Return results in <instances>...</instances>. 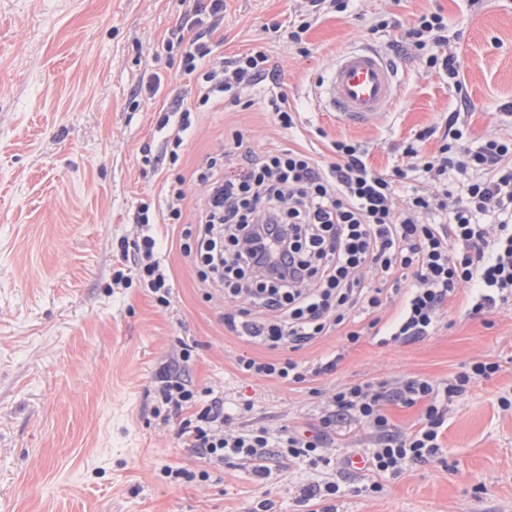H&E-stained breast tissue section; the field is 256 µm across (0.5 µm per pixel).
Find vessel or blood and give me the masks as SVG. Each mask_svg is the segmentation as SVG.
Wrapping results in <instances>:
<instances>
[{"instance_id":"b4317fda","label":"vessel or blood","mask_w":512,"mask_h":512,"mask_svg":"<svg viewBox=\"0 0 512 512\" xmlns=\"http://www.w3.org/2000/svg\"><path fill=\"white\" fill-rule=\"evenodd\" d=\"M397 71L374 48L350 49L337 57L318 95L320 107L335 113L337 121L364 126L393 104Z\"/></svg>"}]
</instances>
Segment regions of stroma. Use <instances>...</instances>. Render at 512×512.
I'll return each instance as SVG.
<instances>
[{"instance_id":"35a3bbf8","label":"stroma","mask_w":512,"mask_h":512,"mask_svg":"<svg viewBox=\"0 0 512 512\" xmlns=\"http://www.w3.org/2000/svg\"><path fill=\"white\" fill-rule=\"evenodd\" d=\"M302 0H224L215 33L231 56L269 49L278 83L299 111L298 124L321 159L328 143L364 145L369 163L391 168L395 149L426 128L441 143L448 113L467 112L468 143L512 136L502 121L512 107V0H359L354 11L322 18L308 51L288 44L286 25ZM186 10L182 0H0V512H306L302 485L317 472L285 458L265 483L247 469L205 464L177 437L178 417L154 416V382L181 344L193 347L196 385L227 404L252 400L253 418L272 426L306 423L334 389L373 379L425 377L443 382L475 359L499 372L475 379L455 398L438 454L396 477L343 467L346 488L332 512H512V413L498 406L512 392V302L471 315L465 295L452 299L424 338L382 346L372 337L344 347L339 336L278 358L310 361L345 350L334 372L313 383L281 385L242 373L237 360L262 355L223 321L222 294L206 297L170 229L161 256L173 274L171 304L157 306L142 288H112L117 242L133 238L131 210L158 197L241 132L255 152L288 148L260 99L203 113L181 161L155 173L140 149L153 142L159 112L189 97L193 78L162 48ZM441 12L452 30L461 90L393 48L415 14ZM388 20V32L372 26ZM280 23L279 32L268 31ZM386 52L398 91L386 115L363 128L316 109V93L340 53L362 46ZM156 98L132 92L150 75ZM324 137H316V129ZM375 435L358 420L330 430L325 452L357 457ZM207 469V481L171 484L163 466ZM380 481L361 495L357 486Z\"/></svg>"}]
</instances>
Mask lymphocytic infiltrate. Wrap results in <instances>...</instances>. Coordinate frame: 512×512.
I'll return each mask as SVG.
<instances>
[{
    "label": "lymphocytic infiltrate",
    "mask_w": 512,
    "mask_h": 512,
    "mask_svg": "<svg viewBox=\"0 0 512 512\" xmlns=\"http://www.w3.org/2000/svg\"><path fill=\"white\" fill-rule=\"evenodd\" d=\"M351 0H306L288 40L301 47L304 35L329 13L346 12ZM224 19V0H192L185 17L164 39L179 51L184 74L194 76L192 102L176 100L157 122L156 145L140 150L142 165L159 172L177 162L200 113L219 105H240L272 73L260 48L220 55L213 35ZM448 23L438 12L416 17L399 46L413 50L428 69L458 76L448 50ZM468 126L449 113L446 138L433 152L422 151L432 129L398 149L392 169L367 161L359 143L330 145L336 159L324 163L305 148L270 149L255 155L234 134L237 162L209 157L190 178L179 179L162 202H139L133 213V240H120L123 266L112 274L118 288L140 285L162 307L171 304V274L159 256V225H180L178 244L204 288L223 293L224 324L247 342L275 350L313 345L330 334L354 344L373 336L380 344L430 335L445 305L467 285L477 315L512 301V139L490 137L464 156L456 144ZM208 188L193 224L180 220L189 187ZM192 358L183 345L178 359L157 378L155 414L181 415L178 436L199 458L230 463L269 478L273 457H288L310 468H328L323 452L328 429L354 418L377 434L364 457L379 477L400 475L412 462L438 453L448 408L473 379L499 370L476 360L453 382L426 378L376 380L347 385L318 405L309 428H273L250 419L232 424L223 396L200 389L186 372ZM334 354L309 364L292 359L243 358L240 370L257 379L300 384L332 372ZM396 399L422 405L417 429L396 435L381 404ZM377 481L362 493L381 492Z\"/></svg>",
    "instance_id": "f902f5d3"
}]
</instances>
